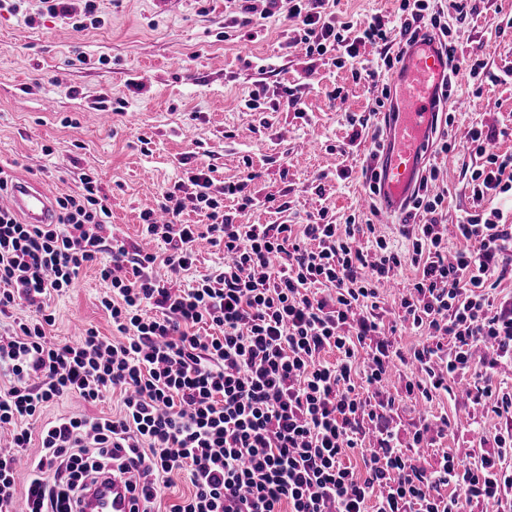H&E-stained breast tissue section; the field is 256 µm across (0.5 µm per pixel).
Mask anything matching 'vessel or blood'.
Listing matches in <instances>:
<instances>
[{
	"mask_svg": "<svg viewBox=\"0 0 512 512\" xmlns=\"http://www.w3.org/2000/svg\"><path fill=\"white\" fill-rule=\"evenodd\" d=\"M452 55L437 35L417 41L401 53L393 93L396 112L385 126L386 147L378 163L377 212L381 223H396L404 204L419 182L422 165L431 155L436 95L452 74ZM27 223L54 220V205L45 188L36 182H17L6 196ZM88 512H135L136 504L125 476L99 481L87 493Z\"/></svg>",
	"mask_w": 512,
	"mask_h": 512,
	"instance_id": "b4317fda",
	"label": "vessel or blood"
}]
</instances>
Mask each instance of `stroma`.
<instances>
[{
	"label": "stroma",
	"mask_w": 512,
	"mask_h": 512,
	"mask_svg": "<svg viewBox=\"0 0 512 512\" xmlns=\"http://www.w3.org/2000/svg\"><path fill=\"white\" fill-rule=\"evenodd\" d=\"M456 0H430L431 11L456 30L457 53L482 59L489 71L512 68V0H472L460 17ZM400 0H331L338 20L363 23L375 16L396 17ZM98 21L83 30L43 15L40 0H23L19 13L0 10V166L15 178L43 181L52 195L76 191L79 175L94 170L109 190L115 228L140 237V212L157 208L164 188L184 171L182 161L203 150L217 182L242 176L245 163L260 174L259 196L287 195L288 212L256 206L238 215L242 224L306 223L328 208L334 223L358 215L375 238L404 253L408 241L395 224L379 223L365 184L369 152L380 129L375 100L390 81L378 69L381 50L360 49L354 68L337 67L331 56L309 59L289 49L291 24L269 18L262 25L226 28L237 15V0H176L167 7L154 0H98ZM34 24H27V17ZM360 79H353L352 70ZM301 87L299 112L270 110L283 87ZM265 88L267 110L246 108L253 90ZM340 98H331L333 88ZM457 94L468 102L456 113L453 129L479 125L496 132V152L512 153V79L479 81L461 71ZM125 100L124 112L108 125L88 123L85 112ZM364 127L350 146L349 118ZM510 136H503V129ZM54 155L45 156V147ZM440 171L436 191L445 195L442 221L454 225L473 211L471 174L479 157L457 154L432 160ZM104 285L96 268L86 269L75 288L55 298L56 340L71 341L81 328L111 335L112 320L101 307ZM447 416L453 432L424 452L426 466H438L443 453L477 455L498 420L457 392L417 408L400 404V427L410 432L419 411Z\"/></svg>",
	"instance_id": "35a3bbf8"
}]
</instances>
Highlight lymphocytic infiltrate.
<instances>
[{"instance_id": "obj_1", "label": "lymphocytic infiltrate", "mask_w": 512, "mask_h": 512, "mask_svg": "<svg viewBox=\"0 0 512 512\" xmlns=\"http://www.w3.org/2000/svg\"><path fill=\"white\" fill-rule=\"evenodd\" d=\"M267 2L264 18L298 21L306 57L331 53L342 67L361 45L388 43L382 17L356 26L338 21L326 0H291L286 10L281 0ZM427 9V0H401V35L412 42L428 26L442 46H454ZM493 139L474 126L462 142L441 145L484 156L471 175L478 203L512 193V154L494 152ZM213 173L197 164L163 192L166 222L141 212L152 252L115 234L110 198L87 173L79 192L56 198L57 223L27 224L0 204V429L10 431L0 450V512L20 500L27 512H76L80 491L115 470L129 475L142 512H153L178 472L191 488L166 512H474L490 501L512 510V390L486 382L512 365V297L492 293L512 276L503 211L470 212L447 229L444 196L433 190L439 172L430 168L405 209L411 247L402 254L382 238L363 248L362 225L329 222L324 209L308 224L237 223L248 208L283 213L288 204L258 198L254 171L221 186ZM189 205L204 223H182ZM452 235L464 243L453 253ZM202 239L222 248L223 262L177 284L175 275L195 267ZM406 263L416 275L389 324L379 288ZM93 264L112 335L90 327L76 341L54 340L52 297ZM163 266L169 278L159 276ZM402 326L422 341L395 345ZM394 372L405 398L427 402L450 396L452 381L473 379V403L498 419L474 459L446 454L429 469L407 454L428 444L431 425L422 421L404 443L398 404L381 389ZM69 394L115 396L120 409L45 418ZM34 442L40 452L32 457ZM353 455L363 472L346 465Z\"/></svg>"}]
</instances>
